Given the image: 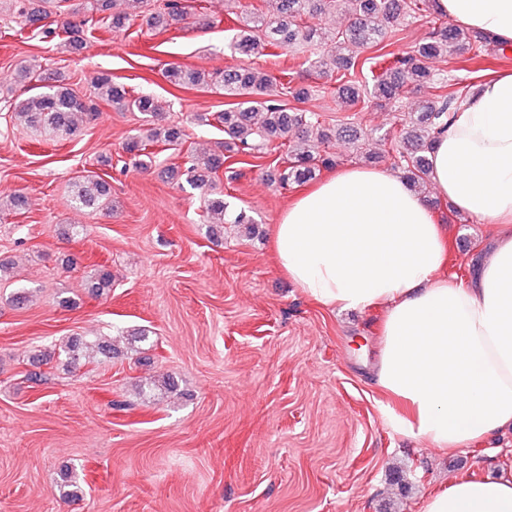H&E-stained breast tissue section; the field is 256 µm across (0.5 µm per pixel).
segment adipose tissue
I'll list each match as a JSON object with an SVG mask.
<instances>
[{
  "mask_svg": "<svg viewBox=\"0 0 512 512\" xmlns=\"http://www.w3.org/2000/svg\"><path fill=\"white\" fill-rule=\"evenodd\" d=\"M453 23L512 42V0H436ZM440 196L498 236L471 278L406 179L336 170L271 228L276 262L323 306L382 311L376 403L384 424L443 453L512 430V73L478 81L429 153ZM419 512H512V469L459 474Z\"/></svg>",
  "mask_w": 512,
  "mask_h": 512,
  "instance_id": "obj_1",
  "label": "adipose tissue"
}]
</instances>
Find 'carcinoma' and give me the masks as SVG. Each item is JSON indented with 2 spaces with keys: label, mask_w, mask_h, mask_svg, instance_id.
Masks as SVG:
<instances>
[{
  "label": "carcinoma",
  "mask_w": 512,
  "mask_h": 512,
  "mask_svg": "<svg viewBox=\"0 0 512 512\" xmlns=\"http://www.w3.org/2000/svg\"><path fill=\"white\" fill-rule=\"evenodd\" d=\"M18 13L24 18L32 35H52L63 41L71 52L85 47L84 28L92 25L111 32H126L138 20L150 28L164 27L171 21H181L193 13L201 16L202 24L209 25L207 5L204 0H123L124 8L116 7V0H92L93 10L99 13L96 20L66 19L62 27H49L51 0H15ZM270 6L263 11L255 7L238 16L240 25L233 48L246 56H274L276 49L289 48L299 42H311L315 31L305 25L308 15L322 13L336 7L337 0H261ZM349 21L344 29L334 35L335 53L309 57L303 65L318 74L335 70H353L365 66L358 55L365 48H373L379 55L373 57L374 69L363 84L346 85L341 91L345 102L363 104L367 109L384 105L392 112H403L402 94L408 83L418 85L434 80L430 60L441 55L471 53L476 57L487 56L502 50L506 44L493 36L440 23L433 36L414 49L401 53L385 52L387 35L385 25L399 19L402 11L400 0H347ZM165 77L177 86H209L213 74L201 69L172 67ZM38 82V92L23 99L14 97L13 90H6L17 118L34 132L63 137L79 134L94 113L79 97L60 72L35 75V68L25 65L16 75V82ZM221 87L226 96L252 95L254 99L233 104L214 115L215 122L224 129V141L215 149L195 155L185 170L167 168L170 177L185 176L186 182L202 186L210 181L224 164V153H245L263 140L276 147L288 148L283 167L278 170L274 182L282 188L304 183L315 178L323 168L335 165L327 152L332 134L311 112H289L277 103V93L284 83L260 68L226 70L222 74ZM97 97L120 109L138 112L145 118L141 133L126 144V151L137 165L145 167L152 162L149 148L176 146L182 138V130L162 123L160 107L149 94L129 89L123 83L112 81L109 74H101L95 80ZM456 97L452 93L441 94L420 103L417 111L404 112L400 127L392 128L383 135V141L396 147L398 163L395 168L403 171L405 179L418 191L423 192L430 179L429 151L435 138L452 119ZM72 199L76 207L89 211L112 207V186L100 176L89 172L76 177L71 183ZM29 205L22 194L0 196V210L23 211ZM242 224L248 234H256L255 222L243 210H232L224 202V196L211 198L206 207L207 234L215 242L224 236V223ZM91 292L102 295L112 288L111 271L101 267L91 274L88 282ZM98 354L102 360L113 357L115 348L107 340L95 341L72 339L59 346L70 360L84 358L87 350Z\"/></svg>",
  "instance_id": "carcinoma-1"
}]
</instances>
